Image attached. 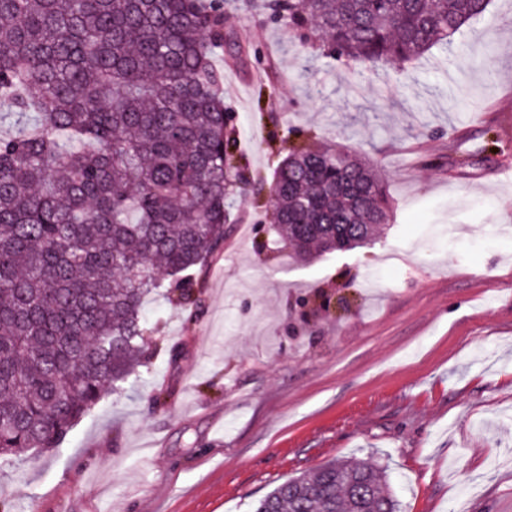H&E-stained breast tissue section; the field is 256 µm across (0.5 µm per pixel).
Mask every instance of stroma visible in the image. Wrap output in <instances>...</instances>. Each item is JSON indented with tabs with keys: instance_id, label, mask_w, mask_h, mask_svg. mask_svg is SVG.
<instances>
[{
	"instance_id": "35a3bbf8",
	"label": "stroma",
	"mask_w": 512,
	"mask_h": 512,
	"mask_svg": "<svg viewBox=\"0 0 512 512\" xmlns=\"http://www.w3.org/2000/svg\"><path fill=\"white\" fill-rule=\"evenodd\" d=\"M213 61L250 186L195 314L147 303L180 358L155 356L60 447L1 459L0 498L251 512L286 477L356 456L403 512H512V0L448 53L376 66L224 0ZM301 140L384 175L392 218L373 244L300 261L276 241L269 185Z\"/></svg>"
}]
</instances>
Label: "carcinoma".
<instances>
[{"label": "carcinoma", "instance_id": "1", "mask_svg": "<svg viewBox=\"0 0 512 512\" xmlns=\"http://www.w3.org/2000/svg\"><path fill=\"white\" fill-rule=\"evenodd\" d=\"M337 57L421 58L491 0H291ZM224 45L206 0H0V455L59 447L148 366L145 301L195 311L238 189ZM295 255L351 249L390 220L386 183L336 146L295 149L269 188ZM254 512H401L382 468L337 458Z\"/></svg>", "mask_w": 512, "mask_h": 512}]
</instances>
